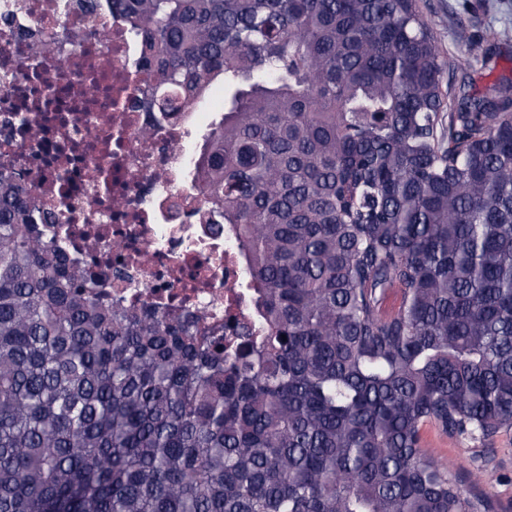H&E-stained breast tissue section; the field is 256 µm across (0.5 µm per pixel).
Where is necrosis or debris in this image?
I'll return each mask as SVG.
<instances>
[{
  "instance_id": "4bbe7bcc",
  "label": "necrosis or debris",
  "mask_w": 512,
  "mask_h": 512,
  "mask_svg": "<svg viewBox=\"0 0 512 512\" xmlns=\"http://www.w3.org/2000/svg\"><path fill=\"white\" fill-rule=\"evenodd\" d=\"M101 36L78 0H0V162L21 173L38 210L82 262L109 278L113 301L176 306L210 324L253 312L232 225L201 224L193 189L214 113L151 112V75L119 14L101 6ZM58 40L57 56L41 51ZM96 83L98 96L81 95Z\"/></svg>"
}]
</instances>
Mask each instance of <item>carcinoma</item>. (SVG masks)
<instances>
[{
  "label": "carcinoma",
  "mask_w": 512,
  "mask_h": 512,
  "mask_svg": "<svg viewBox=\"0 0 512 512\" xmlns=\"http://www.w3.org/2000/svg\"><path fill=\"white\" fill-rule=\"evenodd\" d=\"M109 2L150 110L224 83L261 335L112 302L1 168L0 512H492L420 441L512 430V81L448 99L417 0Z\"/></svg>",
  "instance_id": "obj_1"
}]
</instances>
